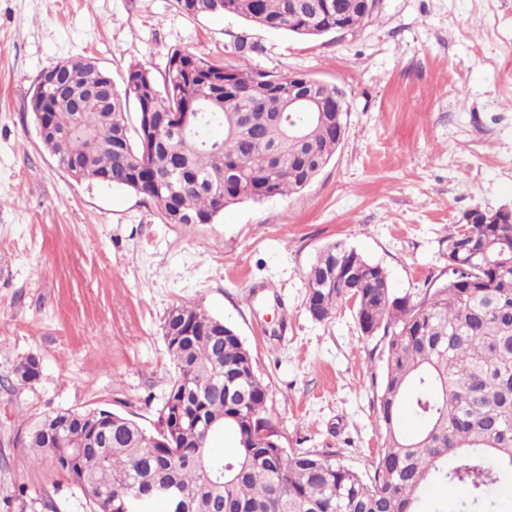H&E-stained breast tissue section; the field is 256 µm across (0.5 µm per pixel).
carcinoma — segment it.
<instances>
[{"instance_id": "obj_1", "label": "carcinoma", "mask_w": 512, "mask_h": 512, "mask_svg": "<svg viewBox=\"0 0 512 512\" xmlns=\"http://www.w3.org/2000/svg\"><path fill=\"white\" fill-rule=\"evenodd\" d=\"M310 2L176 0L188 15L236 16L301 37L371 19L363 0H339V18L334 11L293 16V5ZM67 66L88 91L105 75L88 59ZM122 83L111 103L80 115L53 107L57 89L47 87L50 121L65 136L49 151L59 160L83 149L84 163L109 175L106 185L146 197L166 224H210L231 204L304 189L336 154V131L347 125L346 112L278 115L288 99L286 74L226 68L180 48L168 54L162 81L136 64ZM176 112H197L199 120L154 139L148 128L172 124ZM290 118L302 126L297 139L288 138ZM447 248V280L414 299L397 295L380 264L342 242L323 248L307 274L313 320L327 321L353 300L362 335L385 340L376 403L384 448L373 473L330 451L253 442L274 429L267 386L236 331L191 305L173 308L163 327L176 371L165 402L177 401L187 417L169 438L102 409L112 427L80 450L91 412L58 410L27 425L30 461L47 460L65 474L87 512H128L144 488L164 482L185 491L187 512H421L432 483L465 488L457 512H497L494 489L512 474V208L490 223L452 225ZM17 375L38 377L39 361L27 359ZM405 406L426 422L411 435L402 425ZM226 430L237 441L228 459L212 450Z\"/></svg>"}]
</instances>
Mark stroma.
<instances>
[{"instance_id":"35a3bbf8","label":"stroma","mask_w":512,"mask_h":512,"mask_svg":"<svg viewBox=\"0 0 512 512\" xmlns=\"http://www.w3.org/2000/svg\"><path fill=\"white\" fill-rule=\"evenodd\" d=\"M174 48L338 88L349 111L335 156L300 192L229 205L210 224H167L143 196L73 180L37 135L40 73L86 58L159 78ZM503 205L512 0H380L363 28L316 38L192 17L175 0H0V512H84L64 474L31 465L24 421L97 408L158 428L174 375L162 327L180 304L250 348L288 451L329 450L366 472L383 444L382 349L352 305L308 315L309 267L340 241L412 295L444 277L451 225ZM31 356L40 377L10 387Z\"/></svg>"}]
</instances>
